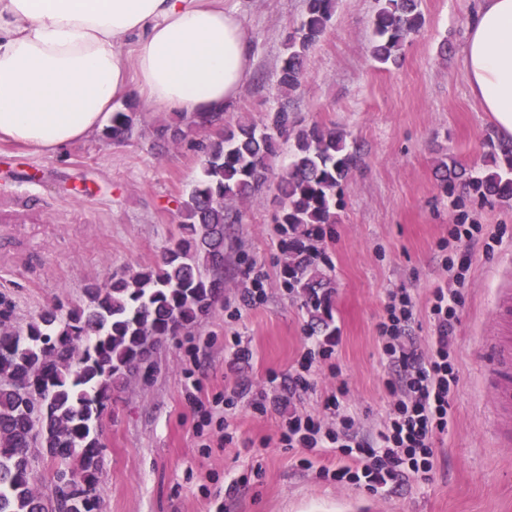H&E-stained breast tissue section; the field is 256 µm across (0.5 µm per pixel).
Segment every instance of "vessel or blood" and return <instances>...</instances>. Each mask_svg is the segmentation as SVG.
Segmentation results:
<instances>
[{
	"instance_id": "vessel-or-blood-1",
	"label": "vessel or blood",
	"mask_w": 512,
	"mask_h": 512,
	"mask_svg": "<svg viewBox=\"0 0 512 512\" xmlns=\"http://www.w3.org/2000/svg\"><path fill=\"white\" fill-rule=\"evenodd\" d=\"M498 329L485 345L487 366L496 385V429L501 441L512 440V289L499 291Z\"/></svg>"
}]
</instances>
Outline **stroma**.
Returning <instances> with one entry per match:
<instances>
[{
  "label": "stroma",
  "instance_id": "obj_1",
  "mask_svg": "<svg viewBox=\"0 0 512 512\" xmlns=\"http://www.w3.org/2000/svg\"><path fill=\"white\" fill-rule=\"evenodd\" d=\"M239 11L252 36L253 70L225 118L263 121L288 104L300 125L348 133L364 149V163L344 186L345 205L321 243L334 287L335 349L340 377L324 373L313 391L288 398V374L311 334L302 297L285 288L274 190L236 203L224 251V292L201 324L167 338L153 355L149 378L131 376L102 419V512H512V446L496 436L482 340L494 332L497 291L512 284V204L441 193L437 158L480 168L496 131L470 90L462 52L477 0H421L424 26L410 36L400 66L379 69L370 53L377 0H337L336 16L311 49L301 89L282 97L277 67L287 29L304 0H223ZM452 49L441 54L442 41ZM137 131L130 139L101 135L48 156L0 140V302L22 324L36 312L82 298L84 287L154 265L179 225L177 202L198 176V141L190 133L165 144L157 125L174 122L132 95ZM498 238L439 249L458 218ZM471 259L456 326L460 384L452 399L453 425L434 440L428 480L390 495L337 486L321 477L335 468L332 454L299 466L298 451L278 444L289 410L322 414L338 383L367 429L378 430L389 396L376 324L389 292L415 297L412 334L431 335L427 301L448 278L444 258ZM263 272L265 297L243 304L249 275ZM238 336L240 358L225 344ZM276 381H269V373ZM266 390L284 403L253 413L248 398L201 426L199 406L235 391ZM234 441L218 448L220 421Z\"/></svg>",
  "mask_w": 512,
  "mask_h": 512
}]
</instances>
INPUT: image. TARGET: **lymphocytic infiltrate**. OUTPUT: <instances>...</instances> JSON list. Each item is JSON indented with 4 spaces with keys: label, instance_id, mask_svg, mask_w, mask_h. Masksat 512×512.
I'll return each instance as SVG.
<instances>
[{
    "label": "lymphocytic infiltrate",
    "instance_id": "1",
    "mask_svg": "<svg viewBox=\"0 0 512 512\" xmlns=\"http://www.w3.org/2000/svg\"><path fill=\"white\" fill-rule=\"evenodd\" d=\"M469 261L445 262L453 287L433 289L428 316L433 334L418 347L411 334L417 308L404 288L391 292L376 325L380 353L387 367L385 387L390 396L382 429L364 430L345 404V385L326 400L325 417L295 413L281 424L279 442L288 449L305 450L302 467H310L314 451L335 453L341 464L332 477L340 484L387 493L400 484L428 479L435 461L434 438L447 433L451 395L459 385L455 329L458 322L457 284L463 283ZM338 337L307 345L288 375V395L297 397L314 388L322 371L338 374L333 361Z\"/></svg>",
    "mask_w": 512,
    "mask_h": 512
}]
</instances>
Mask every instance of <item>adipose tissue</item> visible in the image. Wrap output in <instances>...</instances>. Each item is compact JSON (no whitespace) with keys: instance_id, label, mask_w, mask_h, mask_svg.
<instances>
[{"instance_id":"1","label":"adipose tissue","mask_w":512,"mask_h":512,"mask_svg":"<svg viewBox=\"0 0 512 512\" xmlns=\"http://www.w3.org/2000/svg\"><path fill=\"white\" fill-rule=\"evenodd\" d=\"M462 62L511 140L512 0H478ZM252 68L250 31L220 0H0V138L57 154L134 93L163 112H219Z\"/></svg>"}]
</instances>
